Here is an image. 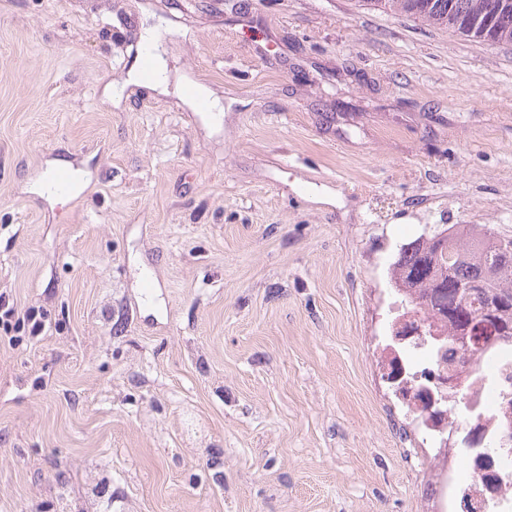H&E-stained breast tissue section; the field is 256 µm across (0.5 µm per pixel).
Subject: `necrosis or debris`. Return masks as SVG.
Returning <instances> with one entry per match:
<instances>
[{"label":"necrosis or debris","mask_w":512,"mask_h":512,"mask_svg":"<svg viewBox=\"0 0 512 512\" xmlns=\"http://www.w3.org/2000/svg\"><path fill=\"white\" fill-rule=\"evenodd\" d=\"M383 359L400 369L398 390L413 401L403 422L405 437L431 441L434 448L427 512H512V456L498 450L512 433V347L457 369L460 388L439 414L414 401L444 373L439 360L423 351ZM463 463L471 477L459 482L455 475Z\"/></svg>","instance_id":"obj_1"}]
</instances>
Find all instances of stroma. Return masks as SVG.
I'll return each instance as SVG.
<instances>
[{"label":"stroma","instance_id":"35a3bbf8","mask_svg":"<svg viewBox=\"0 0 512 512\" xmlns=\"http://www.w3.org/2000/svg\"><path fill=\"white\" fill-rule=\"evenodd\" d=\"M452 224L512 236V46L359 0H0V293L47 314L0 341V512H424L373 355L400 245Z\"/></svg>","mask_w":512,"mask_h":512}]
</instances>
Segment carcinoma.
<instances>
[{
	"label": "carcinoma",
	"mask_w": 512,
	"mask_h": 512,
	"mask_svg": "<svg viewBox=\"0 0 512 512\" xmlns=\"http://www.w3.org/2000/svg\"><path fill=\"white\" fill-rule=\"evenodd\" d=\"M373 10L404 14L476 41L512 44V0H362ZM441 253L419 237L403 245L391 280L425 315H438L437 334L455 341L491 309L497 335L512 338V251L485 224H453Z\"/></svg>",
	"instance_id": "cac0c4a2"
}]
</instances>
